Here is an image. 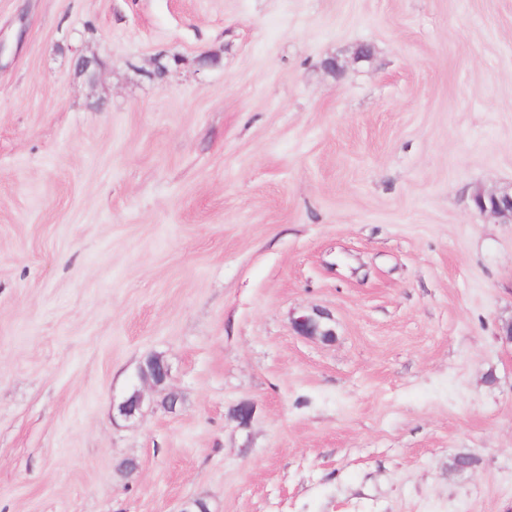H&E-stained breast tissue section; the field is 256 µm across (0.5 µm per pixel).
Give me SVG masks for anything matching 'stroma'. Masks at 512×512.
Wrapping results in <instances>:
<instances>
[{"mask_svg":"<svg viewBox=\"0 0 512 512\" xmlns=\"http://www.w3.org/2000/svg\"><path fill=\"white\" fill-rule=\"evenodd\" d=\"M510 189L512 0H0V512H512ZM473 202L480 213L512 222V193L480 191L474 195ZM327 313L320 309H313L293 319V328L299 336L306 338H319L324 342H331L336 338V330L328 323ZM141 370L139 379L147 381L153 388L164 387L170 378L168 364L157 355L148 356L141 364Z\"/></svg>","mask_w":512,"mask_h":512,"instance_id":"obj_1","label":"stroma"}]
</instances>
